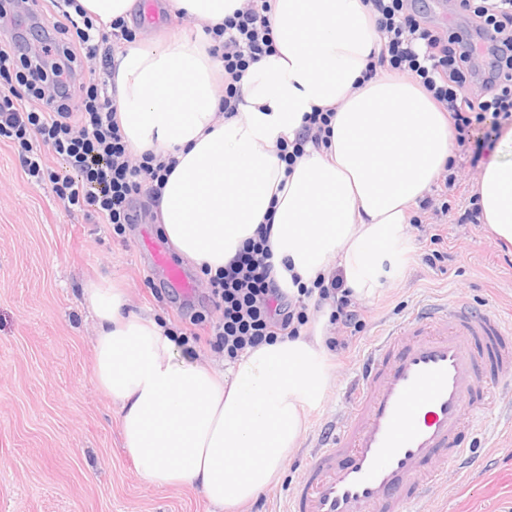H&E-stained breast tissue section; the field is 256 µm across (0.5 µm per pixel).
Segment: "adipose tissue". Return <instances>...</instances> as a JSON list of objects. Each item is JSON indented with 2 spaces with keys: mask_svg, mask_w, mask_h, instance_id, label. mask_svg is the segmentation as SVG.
I'll list each match as a JSON object with an SVG mask.
<instances>
[{
  "mask_svg": "<svg viewBox=\"0 0 512 512\" xmlns=\"http://www.w3.org/2000/svg\"><path fill=\"white\" fill-rule=\"evenodd\" d=\"M242 0H168L202 36L135 43L112 69L116 120L132 154L175 159L153 205L169 244L219 269L271 220L278 280L342 270L356 299L380 289L410 209L451 155L445 113L408 77L368 74L380 40L365 0H272L275 52L252 64L232 118L219 113L224 62L208 28ZM335 109L329 148L292 168L277 156L305 113ZM512 131L475 187L483 221L512 243ZM97 334L93 376L121 408L142 477L197 489L222 512L270 489L330 380L322 335L246 350L228 371L183 357L154 319L130 312L111 279L82 290Z\"/></svg>",
  "mask_w": 512,
  "mask_h": 512,
  "instance_id": "obj_1",
  "label": "adipose tissue"
}]
</instances>
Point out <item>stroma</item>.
<instances>
[{"label": "stroma", "instance_id": "35a3bbf8", "mask_svg": "<svg viewBox=\"0 0 512 512\" xmlns=\"http://www.w3.org/2000/svg\"><path fill=\"white\" fill-rule=\"evenodd\" d=\"M155 22L133 10L128 25L150 43L169 34L195 37L191 19L156 6ZM459 184L450 214L420 212L407 228V249L363 302L364 324L334 352L329 389L311 412L297 448L260 512H280L324 430L345 418L347 382L391 325L431 302L461 298L512 317V247H501L486 224H461L480 167L453 150ZM162 239L154 214L115 234L111 225L67 211L50 185H33L17 147L0 140V512H217L195 489L158 487L142 478L122 445L119 407L93 378L95 320L83 304L84 285L102 276L122 281L129 309L160 324L198 333L197 363L220 369L224 357L206 343L205 323L217 316L206 282L183 270L192 297L150 272L143 234ZM440 243H432L433 234ZM448 253L444 269L429 267L431 250ZM487 429L467 434L475 463L465 473L442 459L447 483L424 502L425 512H512V383L488 389Z\"/></svg>", "mask_w": 512, "mask_h": 512}]
</instances>
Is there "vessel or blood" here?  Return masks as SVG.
Wrapping results in <instances>:
<instances>
[{
	"instance_id": "b4317fda",
	"label": "vessel or blood",
	"mask_w": 512,
	"mask_h": 512,
	"mask_svg": "<svg viewBox=\"0 0 512 512\" xmlns=\"http://www.w3.org/2000/svg\"><path fill=\"white\" fill-rule=\"evenodd\" d=\"M147 250L190 291L161 246ZM511 377L512 320L457 300L417 310L371 348L346 392L349 419L325 432L283 512H418L444 478L437 460L469 458L465 413L481 414L485 382Z\"/></svg>"
}]
</instances>
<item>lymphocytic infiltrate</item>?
<instances>
[{"label":"lymphocytic infiltrate","mask_w":512,"mask_h":512,"mask_svg":"<svg viewBox=\"0 0 512 512\" xmlns=\"http://www.w3.org/2000/svg\"><path fill=\"white\" fill-rule=\"evenodd\" d=\"M471 31L461 35L425 23L419 0H370L382 45L377 64L414 77L440 110L448 113L459 150H467L486 120L512 122V0H457ZM52 17L35 13L32 26L42 28L39 52H31L25 35L0 48V137L21 149L25 172L36 184L50 183L57 198L123 231L137 223L136 198H152L173 171L175 160L153 154L133 156L115 119L112 98V40L132 42L124 19L103 25L77 6L76 0H51ZM270 0H245L223 25L222 110L233 116L241 101L237 85L243 72L274 51L268 15ZM98 61L78 90L67 81L83 61ZM333 110H313L301 132L281 141L278 157L293 166L307 146L328 147ZM50 149L71 168L59 176L46 166ZM270 225H260L224 269L207 279L208 297L218 312L207 334L215 352L232 362L247 349L300 335L311 322V309L331 305V324L358 332L362 307L343 275L317 278L312 285L293 277L291 286L273 276Z\"/></svg>","instance_id":"f902f5d3"}]
</instances>
